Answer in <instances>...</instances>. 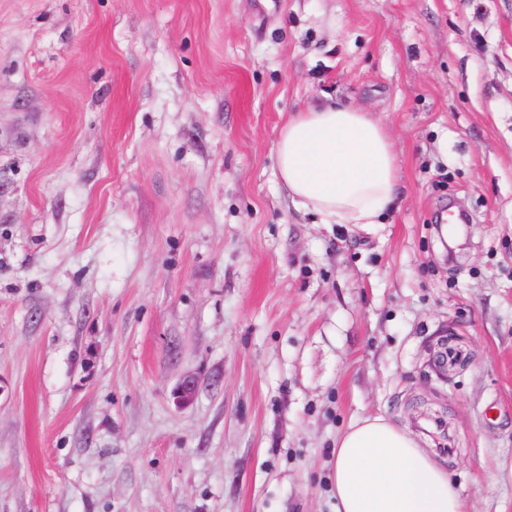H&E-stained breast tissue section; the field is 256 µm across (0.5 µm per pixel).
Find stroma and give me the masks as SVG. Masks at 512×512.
Returning <instances> with one entry per match:
<instances>
[{"mask_svg": "<svg viewBox=\"0 0 512 512\" xmlns=\"http://www.w3.org/2000/svg\"><path fill=\"white\" fill-rule=\"evenodd\" d=\"M328 102L384 223L278 176ZM378 415L512 512V0H0V512H336ZM292 199L324 224H381L396 202L397 167L385 128L354 108L297 112L276 144Z\"/></svg>", "mask_w": 512, "mask_h": 512, "instance_id": "stroma-1", "label": "stroma"}]
</instances>
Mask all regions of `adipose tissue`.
I'll list each match as a JSON object with an SVG mask.
<instances>
[{"label":"adipose tissue","mask_w":512,"mask_h":512,"mask_svg":"<svg viewBox=\"0 0 512 512\" xmlns=\"http://www.w3.org/2000/svg\"><path fill=\"white\" fill-rule=\"evenodd\" d=\"M292 199L325 224H376L396 202L397 167L385 128L356 109L296 113L276 144ZM337 512H466L446 469L382 417L355 423L334 463Z\"/></svg>","instance_id":"ef3b65f1"}]
</instances>
